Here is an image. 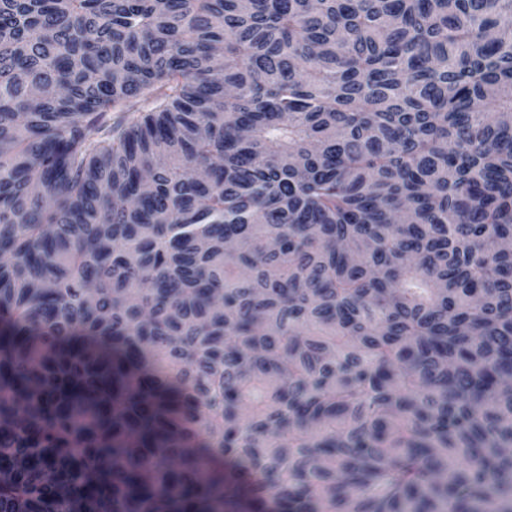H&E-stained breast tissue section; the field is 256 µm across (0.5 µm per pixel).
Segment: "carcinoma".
<instances>
[{"mask_svg":"<svg viewBox=\"0 0 512 512\" xmlns=\"http://www.w3.org/2000/svg\"><path fill=\"white\" fill-rule=\"evenodd\" d=\"M509 242L512 0H0V512H512Z\"/></svg>","mask_w":512,"mask_h":512,"instance_id":"cac0c4a2","label":"carcinoma"}]
</instances>
